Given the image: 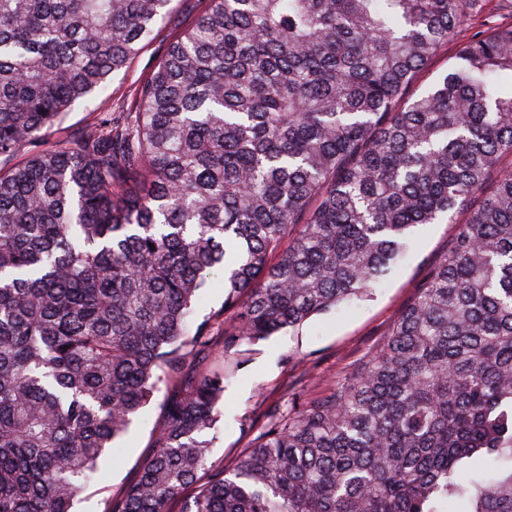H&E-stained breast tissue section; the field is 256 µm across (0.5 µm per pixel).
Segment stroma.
Masks as SVG:
<instances>
[{
  "mask_svg": "<svg viewBox=\"0 0 512 512\" xmlns=\"http://www.w3.org/2000/svg\"><path fill=\"white\" fill-rule=\"evenodd\" d=\"M470 12L468 26L433 60L413 87V95L423 94L446 73L462 44L472 36L496 25L512 24V0H474ZM168 39L167 32H159L126 69L109 76L105 94L77 102L67 112L62 131L46 132L38 148L50 147L59 134L80 133L98 113L129 102L138 81L154 65ZM466 218L461 212L454 223L421 226L410 250L388 278L349 305L228 352L227 360L234 365L235 375L224 389L211 460L233 466L242 450L263 430L271 407L290 409L296 398L315 395L330 384L343 382L380 347L403 309L417 296L430 270L447 254L451 239ZM163 400V393H156L134 418L128 432L115 441L111 454L101 458L98 473L78 497L76 512H104L113 493L137 478L153 452L152 438L162 419Z\"/></svg>",
  "mask_w": 512,
  "mask_h": 512,
  "instance_id": "obj_1",
  "label": "stroma"
}]
</instances>
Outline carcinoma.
<instances>
[{"label":"carcinoma","instance_id":"carcinoma-1","mask_svg":"<svg viewBox=\"0 0 512 512\" xmlns=\"http://www.w3.org/2000/svg\"><path fill=\"white\" fill-rule=\"evenodd\" d=\"M199 2L129 108L19 161L177 7L0 0V512H73L161 382L106 512H512V26L414 98L471 0ZM495 171L388 339L212 462L224 354L374 288ZM202 298L195 306L194 319L201 321L217 312L224 302V284L220 278L214 280L210 288L202 290Z\"/></svg>","mask_w":512,"mask_h":512}]
</instances>
